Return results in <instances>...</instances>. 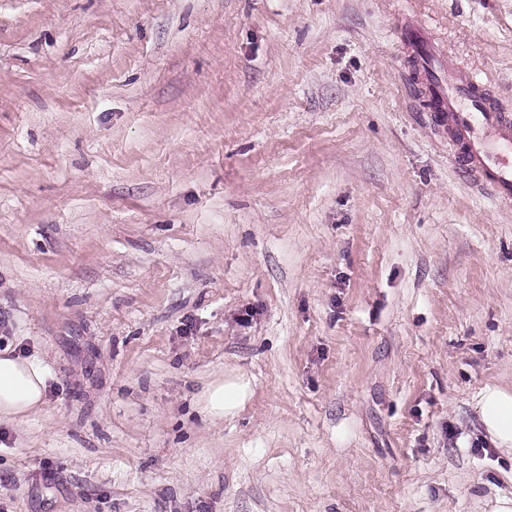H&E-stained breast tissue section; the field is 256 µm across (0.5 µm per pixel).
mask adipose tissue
Wrapping results in <instances>:
<instances>
[{"label": "adipose tissue", "mask_w": 512, "mask_h": 512, "mask_svg": "<svg viewBox=\"0 0 512 512\" xmlns=\"http://www.w3.org/2000/svg\"><path fill=\"white\" fill-rule=\"evenodd\" d=\"M47 371L36 357H21L0 349V419L23 420L45 405ZM250 385L244 379L213 381L203 396L207 416L221 418L244 404ZM479 419L487 433L504 448L512 447V392L488 387L478 399Z\"/></svg>", "instance_id": "ef3b65f1"}]
</instances>
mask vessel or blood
Masks as SVG:
<instances>
[{"label":"vessel or blood","instance_id":"1","mask_svg":"<svg viewBox=\"0 0 512 512\" xmlns=\"http://www.w3.org/2000/svg\"><path fill=\"white\" fill-rule=\"evenodd\" d=\"M423 38L421 28H408L402 48L426 75L428 98L448 122L449 157L493 201L512 202V113L497 103L472 67L458 64L440 77L432 67L439 55L427 49Z\"/></svg>","mask_w":512,"mask_h":512}]
</instances>
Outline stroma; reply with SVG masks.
Masks as SVG:
<instances>
[{
    "mask_svg": "<svg viewBox=\"0 0 512 512\" xmlns=\"http://www.w3.org/2000/svg\"><path fill=\"white\" fill-rule=\"evenodd\" d=\"M417 22L512 108V0H0V347L48 370L0 512L512 493L476 411L512 390V205L423 112ZM249 391V382L242 378L216 379L204 393L203 411L209 417L224 418L244 404Z\"/></svg>",
    "mask_w": 512,
    "mask_h": 512,
    "instance_id": "stroma-1",
    "label": "stroma"
}]
</instances>
